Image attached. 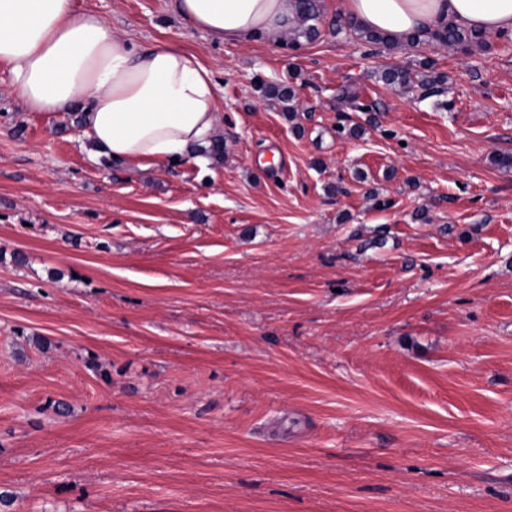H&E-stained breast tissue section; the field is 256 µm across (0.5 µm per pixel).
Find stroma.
<instances>
[{"instance_id": "1", "label": "stroma", "mask_w": 512, "mask_h": 512, "mask_svg": "<svg viewBox=\"0 0 512 512\" xmlns=\"http://www.w3.org/2000/svg\"><path fill=\"white\" fill-rule=\"evenodd\" d=\"M76 4L199 56L224 153L91 156L0 65V512H512V44ZM427 57L439 94L378 79Z\"/></svg>"}]
</instances>
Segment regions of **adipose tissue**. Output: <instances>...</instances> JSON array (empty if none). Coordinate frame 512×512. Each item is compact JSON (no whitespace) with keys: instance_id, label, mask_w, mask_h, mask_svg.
Masks as SVG:
<instances>
[{"instance_id":"obj_1","label":"adipose tissue","mask_w":512,"mask_h":512,"mask_svg":"<svg viewBox=\"0 0 512 512\" xmlns=\"http://www.w3.org/2000/svg\"><path fill=\"white\" fill-rule=\"evenodd\" d=\"M345 18L404 41L453 23L512 36V0H338ZM217 44L274 40L294 25L295 0H174ZM0 64L29 112L80 110L90 154L170 161L207 147L218 89L199 57L176 45L139 47L74 0H0Z\"/></svg>"}]
</instances>
